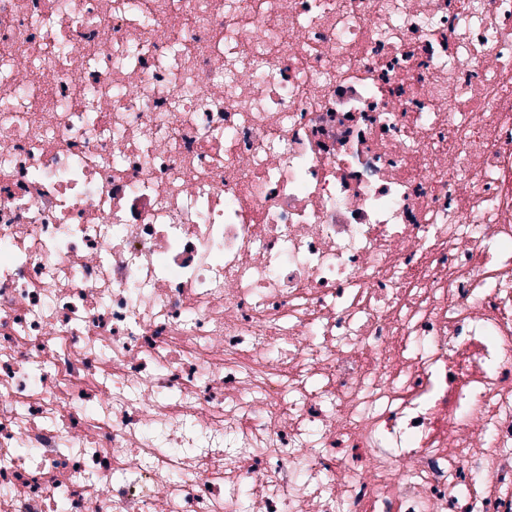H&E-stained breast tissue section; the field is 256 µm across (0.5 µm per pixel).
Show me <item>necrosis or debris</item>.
<instances>
[{
	"instance_id": "obj_1",
	"label": "necrosis or debris",
	"mask_w": 512,
	"mask_h": 512,
	"mask_svg": "<svg viewBox=\"0 0 512 512\" xmlns=\"http://www.w3.org/2000/svg\"><path fill=\"white\" fill-rule=\"evenodd\" d=\"M244 498L512 512V0H0V512Z\"/></svg>"
}]
</instances>
